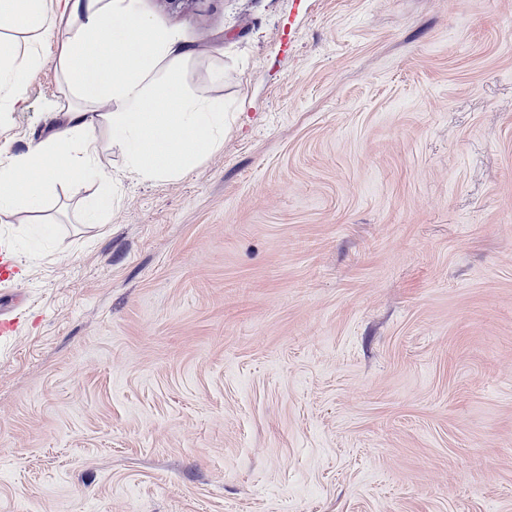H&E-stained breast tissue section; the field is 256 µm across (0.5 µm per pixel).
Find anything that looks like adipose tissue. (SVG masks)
Masks as SVG:
<instances>
[{
    "label": "adipose tissue",
    "mask_w": 512,
    "mask_h": 512,
    "mask_svg": "<svg viewBox=\"0 0 512 512\" xmlns=\"http://www.w3.org/2000/svg\"><path fill=\"white\" fill-rule=\"evenodd\" d=\"M0 118L23 104L22 87L59 45L57 111L67 122L27 152L0 161V211L35 208L52 182L103 177L97 130L122 148L130 173L179 177L224 143V103L184 86L193 51L145 17L139 0H0ZM107 110H100V103Z\"/></svg>",
    "instance_id": "ef3b65f1"
}]
</instances>
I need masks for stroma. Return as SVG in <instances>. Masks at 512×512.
I'll return each instance as SVG.
<instances>
[{
	"instance_id": "35a3bbf8",
	"label": "stroma",
	"mask_w": 512,
	"mask_h": 512,
	"mask_svg": "<svg viewBox=\"0 0 512 512\" xmlns=\"http://www.w3.org/2000/svg\"><path fill=\"white\" fill-rule=\"evenodd\" d=\"M140 9L224 144L141 181L104 134V223L0 212V512H512V0Z\"/></svg>"
}]
</instances>
